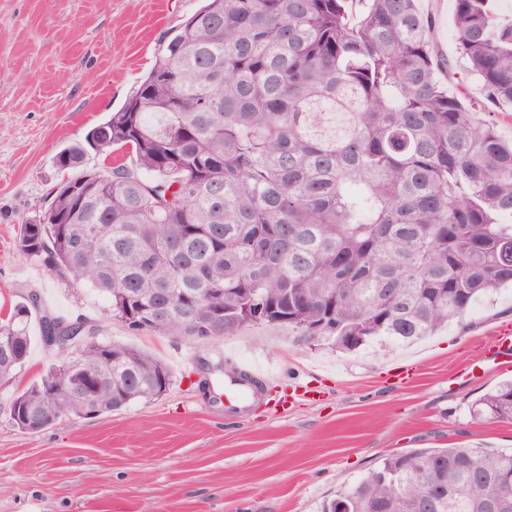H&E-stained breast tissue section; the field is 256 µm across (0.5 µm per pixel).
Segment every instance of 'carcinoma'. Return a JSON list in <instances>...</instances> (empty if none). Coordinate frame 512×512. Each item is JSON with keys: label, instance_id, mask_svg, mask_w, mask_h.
<instances>
[{"label": "carcinoma", "instance_id": "1", "mask_svg": "<svg viewBox=\"0 0 512 512\" xmlns=\"http://www.w3.org/2000/svg\"><path fill=\"white\" fill-rule=\"evenodd\" d=\"M457 64L481 84L444 87L433 21L416 0H205L161 40L136 92L60 153L126 149L131 163L60 183L19 226L20 253L106 295L112 319L167 336H228L259 290L271 318L350 352L463 323L512 286V141L479 111L512 115V20L495 0H454ZM35 294L0 321V385L27 361ZM57 363L13 394L37 435L152 400L166 364L128 344L81 345L87 322L51 314ZM54 390L64 393L57 402ZM473 413L512 420V382ZM512 512V450L459 443L384 456L321 512Z\"/></svg>", "mask_w": 512, "mask_h": 512}]
</instances>
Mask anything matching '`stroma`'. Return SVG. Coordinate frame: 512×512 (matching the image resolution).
Returning a JSON list of instances; mask_svg holds the SVG:
<instances>
[{"label": "stroma", "mask_w": 512, "mask_h": 512, "mask_svg": "<svg viewBox=\"0 0 512 512\" xmlns=\"http://www.w3.org/2000/svg\"><path fill=\"white\" fill-rule=\"evenodd\" d=\"M202 0H0V312L37 294L49 313L98 326L103 341L143 349L168 365L161 397L91 419L62 418L21 433L8 420L14 391L38 381L55 351L32 330L24 367L0 387V512H320L385 455L458 443L512 448V421L474 417L472 403L512 379V366L472 378L468 365L494 326L512 323V289L478 302L465 325L416 343L351 353L285 324L249 325L204 341L134 333L106 297L67 285L20 254V224L48 208L52 190L82 171L128 162L88 151L81 168L58 154L117 111L152 67L160 39ZM434 22L439 60L457 59L454 0H418ZM274 374L246 416L224 410V382L203 363ZM416 365L412 378L389 371Z\"/></svg>", "instance_id": "obj_1"}]
</instances>
